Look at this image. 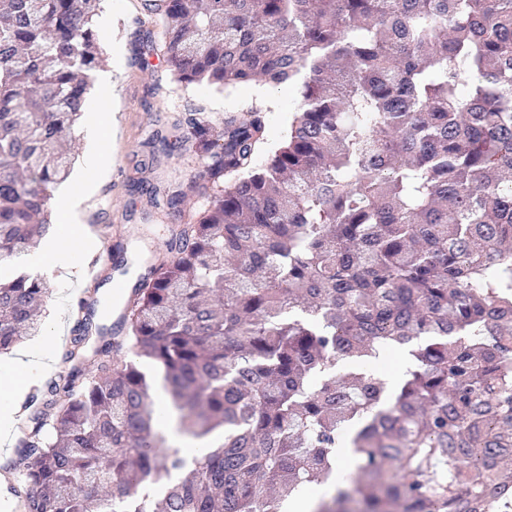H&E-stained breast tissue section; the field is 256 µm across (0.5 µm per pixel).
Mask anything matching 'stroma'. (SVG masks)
I'll return each mask as SVG.
<instances>
[{
  "instance_id": "1",
  "label": "stroma",
  "mask_w": 512,
  "mask_h": 512,
  "mask_svg": "<svg viewBox=\"0 0 512 512\" xmlns=\"http://www.w3.org/2000/svg\"><path fill=\"white\" fill-rule=\"evenodd\" d=\"M125 2L102 0L100 21L94 26L104 54H111L113 45L122 48L123 65L116 74L122 106L108 116L118 129L117 140L101 142L104 150H115L114 163L95 188L94 210L80 217L82 224L96 222L106 227L105 237L86 239L83 256L118 243L124 250L110 256L104 267L109 278L99 284L85 282L78 265L46 276L49 293L43 303L41 329L20 344L21 349L39 348L50 356L33 378L37 384L55 373L59 351L71 336L78 300H93L94 324L111 326L139 276L150 264L167 258L166 228L177 219L163 209L168 196L180 194L181 216L186 218L202 207L191 177L192 172L201 170V158L192 151L163 154L158 135L175 134L176 120L197 109L206 120L223 124L226 115L255 97L250 85L220 92L176 83L159 51V21L148 19L145 0H133L131 11L126 10Z\"/></svg>"
}]
</instances>
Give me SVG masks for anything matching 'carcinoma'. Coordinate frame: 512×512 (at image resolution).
Masks as SVG:
<instances>
[{
    "label": "carcinoma",
    "instance_id": "cac0c4a2",
    "mask_svg": "<svg viewBox=\"0 0 512 512\" xmlns=\"http://www.w3.org/2000/svg\"><path fill=\"white\" fill-rule=\"evenodd\" d=\"M186 86L296 96L258 161L265 112L188 113L207 207L167 241L118 321L75 319L78 369L34 389L8 467L19 512H280L355 476L314 512H512V0H157ZM98 0H0V260L50 226L70 175L58 142L104 57ZM44 282H0V352L38 328ZM97 344L88 348L90 332ZM390 388L336 376L389 347ZM128 346L131 358L112 352ZM164 373L189 460L157 425L139 360Z\"/></svg>",
    "mask_w": 512,
    "mask_h": 512
}]
</instances>
